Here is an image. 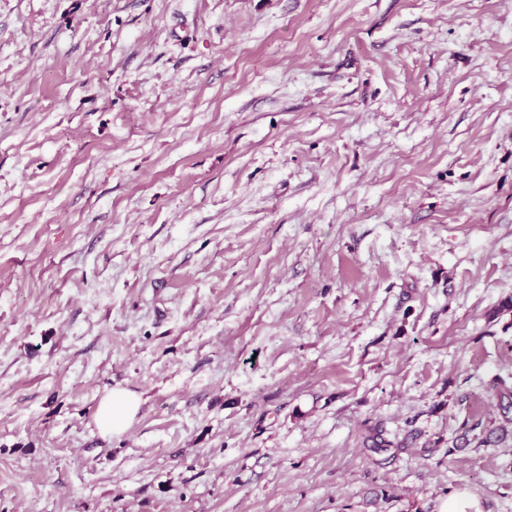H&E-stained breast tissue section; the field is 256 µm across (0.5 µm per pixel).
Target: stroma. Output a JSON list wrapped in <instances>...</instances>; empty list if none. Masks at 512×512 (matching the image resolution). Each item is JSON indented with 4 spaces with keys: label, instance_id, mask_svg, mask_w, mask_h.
I'll list each match as a JSON object with an SVG mask.
<instances>
[{
    "label": "stroma",
    "instance_id": "35a3bbf8",
    "mask_svg": "<svg viewBox=\"0 0 512 512\" xmlns=\"http://www.w3.org/2000/svg\"><path fill=\"white\" fill-rule=\"evenodd\" d=\"M510 299L512 0H0V512H512ZM140 399L133 393L116 389L100 403L96 422L101 432L117 434L124 432L138 413Z\"/></svg>",
    "mask_w": 512,
    "mask_h": 512
}]
</instances>
